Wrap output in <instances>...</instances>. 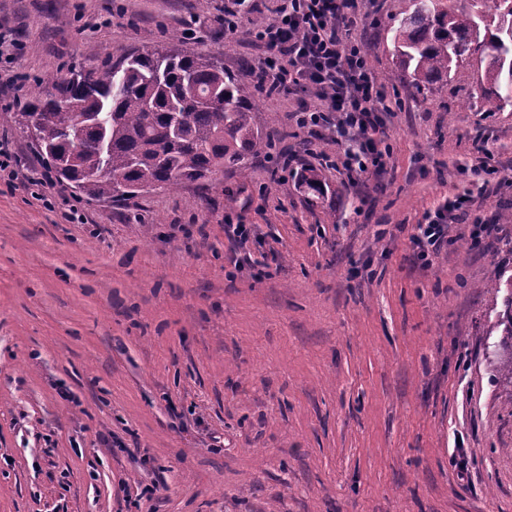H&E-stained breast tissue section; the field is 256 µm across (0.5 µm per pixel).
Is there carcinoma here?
Wrapping results in <instances>:
<instances>
[{"label": "carcinoma", "mask_w": 512, "mask_h": 512, "mask_svg": "<svg viewBox=\"0 0 512 512\" xmlns=\"http://www.w3.org/2000/svg\"><path fill=\"white\" fill-rule=\"evenodd\" d=\"M405 2L391 18L395 64L416 93L471 66L481 71L488 103L512 106V0ZM181 44L176 35L170 46L56 77L15 113V123L34 126L52 169L94 201L245 167L269 146L252 113L256 85ZM491 376L512 386V356L495 363Z\"/></svg>", "instance_id": "obj_1"}]
</instances>
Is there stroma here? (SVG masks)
<instances>
[{"mask_svg":"<svg viewBox=\"0 0 512 512\" xmlns=\"http://www.w3.org/2000/svg\"><path fill=\"white\" fill-rule=\"evenodd\" d=\"M224 2L0 0V147L47 173L10 115L92 54L178 33L242 74L279 0H254L229 39ZM402 6L364 34L401 101L385 174L321 165L337 146L298 125L289 92L256 99L272 152L202 182L112 203L0 178V512H512V390L488 371L512 314V107L460 111L470 67L424 97L397 80ZM485 160L501 234L454 225L422 265L414 224L477 192ZM235 224L257 227L246 249Z\"/></svg>","mask_w":512,"mask_h":512,"instance_id":"stroma-1","label":"stroma"}]
</instances>
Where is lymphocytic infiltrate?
I'll use <instances>...</instances> for the list:
<instances>
[{
	"instance_id": "1",
	"label": "lymphocytic infiltrate",
	"mask_w": 512,
	"mask_h": 512,
	"mask_svg": "<svg viewBox=\"0 0 512 512\" xmlns=\"http://www.w3.org/2000/svg\"><path fill=\"white\" fill-rule=\"evenodd\" d=\"M380 8L381 0H281L274 16L251 32L264 79L317 99L316 107L301 106L298 123L336 142L338 152L325 157L324 164L352 182L387 165L381 145L384 118L392 108L357 38L358 31L376 21ZM498 189L483 181L478 196L449 197L442 209L416 225L410 240L419 259L447 246L452 225H468L475 236L495 232L480 213L482 200Z\"/></svg>"
}]
</instances>
